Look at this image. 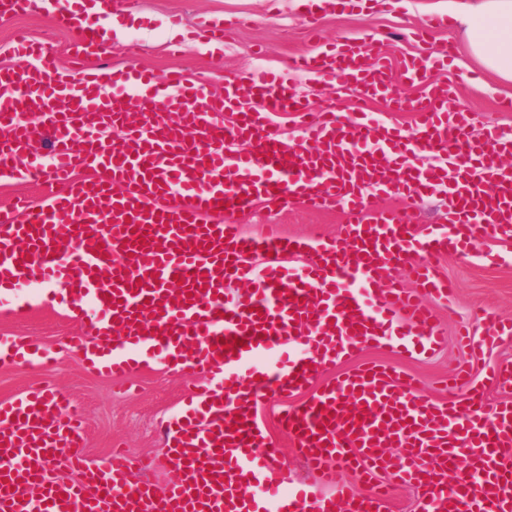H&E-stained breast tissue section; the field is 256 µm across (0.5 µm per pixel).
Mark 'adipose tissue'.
Instances as JSON below:
<instances>
[{"mask_svg":"<svg viewBox=\"0 0 512 512\" xmlns=\"http://www.w3.org/2000/svg\"><path fill=\"white\" fill-rule=\"evenodd\" d=\"M448 13L464 28L473 63L512 83V0H448Z\"/></svg>","mask_w":512,"mask_h":512,"instance_id":"ef3b65f1","label":"adipose tissue"}]
</instances>
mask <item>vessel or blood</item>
Instances as JSON below:
<instances>
[{"label": "vessel or blood", "mask_w": 512, "mask_h": 512, "mask_svg": "<svg viewBox=\"0 0 512 512\" xmlns=\"http://www.w3.org/2000/svg\"><path fill=\"white\" fill-rule=\"evenodd\" d=\"M97 42L83 30L73 79L60 81L42 43L19 36L28 65L0 68V180L61 184L42 205L0 210V318L57 307L87 312L65 350L92 373L123 378L149 359L188 369L191 399L165 435L170 479L156 494L154 459L133 464L115 450L103 465L80 451L81 419L45 384L0 401V512H340L355 500L337 464L359 469L373 490L361 512H385L388 488L423 489L422 512H512V401L488 408L483 385L463 398L427 399L415 381L365 365L312 390L337 358L384 339L423 352L441 343L429 295L447 300L449 280L433 258L455 248L479 258L512 235V151L494 129L471 132L472 118L451 93L432 89L410 106L370 43H347L293 60L295 70L345 80L357 91L349 111L329 110L283 140L273 114L305 116L308 106L276 73L242 71L220 92L181 74L92 65ZM381 99L413 108L410 130L369 116ZM143 114L127 122L130 106ZM45 143V152L35 151ZM440 157L421 170L410 158ZM88 180L76 179L80 169ZM123 182L125 194L112 192ZM448 193V221L413 224L408 213L375 206L390 195L417 200ZM297 200L336 209L338 238L307 242L268 225L246 237L235 215ZM409 268L416 290L386 273ZM244 285L235 300L225 283ZM512 324L481 316L484 351ZM33 339L0 336V366L44 363ZM301 395L284 408L281 430L314 477L287 479L257 416L270 395ZM77 479L53 478L56 461ZM470 468L473 480L449 484ZM262 489L243 493L239 478Z\"/></svg>", "instance_id": "obj_1"}]
</instances>
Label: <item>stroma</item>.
<instances>
[{"mask_svg": "<svg viewBox=\"0 0 512 512\" xmlns=\"http://www.w3.org/2000/svg\"><path fill=\"white\" fill-rule=\"evenodd\" d=\"M447 14L445 0H359L356 5L320 15L314 14L311 0H131L118 16L122 33L113 38L102 63L121 69L134 62L161 75L176 71L188 78L202 76L211 91L223 88L225 78L242 68L285 73L289 85L309 105L306 118L292 114L276 118L289 139L296 141L303 135V121L317 120L329 106L346 111L355 91L332 77L316 82L290 71L292 57L312 53L321 45L370 40L395 75L409 57L426 54L435 60L429 84L400 86L403 97L417 102L426 98L430 85L450 86L457 93L459 105L472 114L474 130L493 126L503 136L512 137V112L498 107L500 99L512 98V86L495 84L468 65L464 38L455 25L419 35V28L431 18ZM312 15L317 16L321 28L322 40L318 43L307 31ZM221 19L235 20L236 25L213 51L201 34ZM20 31L43 43L61 63L63 76H70L69 54L78 36L76 29L57 27L50 9L0 15V65L23 67V59L13 52L14 37ZM132 41L140 47L134 61L126 54V46ZM450 44L456 49L455 56L442 60L441 54ZM234 221L250 237H261L264 225L277 224L285 236L304 240L314 225L321 226L326 237H336L343 216L337 211L311 212L292 201L258 207L255 212L236 215ZM496 248L503 256L496 264L463 253L438 259L441 275L453 280L456 288L449 304L436 306L443 337L433 353L388 343L370 345L330 365L316 377L314 387L372 363L417 378L422 392L440 401L445 399L444 388L458 368H466L472 380L480 383L489 369L512 363V335L502 336L492 350L484 353L473 352L458 339L459 332L471 323L473 311L479 308L512 323V243L500 242ZM83 327L79 317L50 308L26 310L0 322V335L40 339L53 361L46 373L35 366L0 368V400L16 397L37 383L52 381L84 417L83 452L89 460H102L116 446L125 449L135 462L156 459L158 466L150 479L156 489H164L170 472L160 427L181 410L188 396L189 379L183 369L152 363L141 365L123 381L88 373L79 354L62 348L64 338Z\"/></svg>", "mask_w": 512, "mask_h": 512, "instance_id": "stroma-1", "label": "stroma"}]
</instances>
